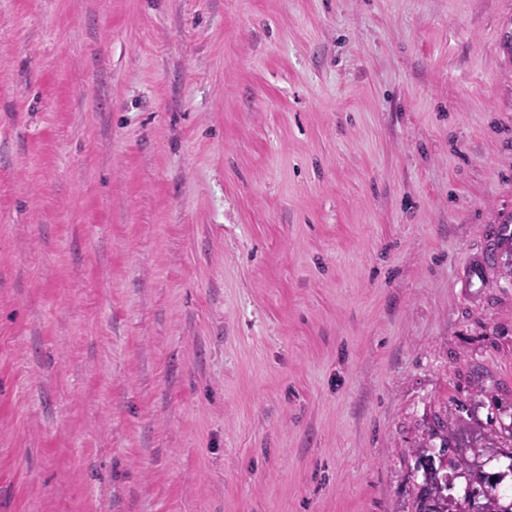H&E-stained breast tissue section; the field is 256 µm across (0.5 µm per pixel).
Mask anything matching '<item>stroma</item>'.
Listing matches in <instances>:
<instances>
[{
  "mask_svg": "<svg viewBox=\"0 0 512 512\" xmlns=\"http://www.w3.org/2000/svg\"><path fill=\"white\" fill-rule=\"evenodd\" d=\"M512 485V0H0V512H410ZM438 429L423 438L414 448L417 471H422L423 481L415 494L411 512H475L470 502L448 495V459L454 469H467L470 459L459 448H452L448 440V417L438 418ZM440 440L437 449L433 441Z\"/></svg>",
  "mask_w": 512,
  "mask_h": 512,
  "instance_id": "35a3bbf8",
  "label": "stroma"
}]
</instances>
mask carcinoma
<instances>
[{"mask_svg": "<svg viewBox=\"0 0 512 512\" xmlns=\"http://www.w3.org/2000/svg\"><path fill=\"white\" fill-rule=\"evenodd\" d=\"M436 439L440 440L438 447L434 444ZM413 455L423 481L415 494L411 512H472L467 499L448 495V467L464 470L470 466L467 454L449 443L448 417L438 419L437 430L422 439ZM504 479L503 474L484 478V503L478 512H512V497L495 494V486Z\"/></svg>", "mask_w": 512, "mask_h": 512, "instance_id": "carcinoma-1", "label": "carcinoma"}]
</instances>
